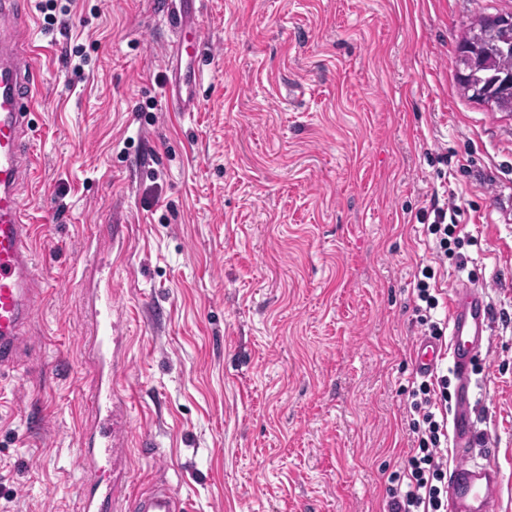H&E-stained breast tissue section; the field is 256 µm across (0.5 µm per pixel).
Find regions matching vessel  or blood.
<instances>
[{"mask_svg": "<svg viewBox=\"0 0 512 512\" xmlns=\"http://www.w3.org/2000/svg\"><path fill=\"white\" fill-rule=\"evenodd\" d=\"M200 0H179L168 21L176 38L167 48L171 77L165 99L169 110L197 109L201 72L188 40L200 35ZM31 0H0V23L9 22V41H0V368L13 367L27 328L41 299L35 263V226L27 214L25 184L37 167L28 120L39 94L36 60L39 47L31 37ZM96 334L91 362L96 380L94 403L101 419L98 436L78 456V466L90 474L114 470L125 462L132 428L125 401L112 385L116 342L112 334V286L104 284L94 298ZM492 308L478 285L453 287L448 310V343L417 339L414 369L431 372L440 357H448L455 379L451 407V446L455 461L448 472V512H492L501 486L494 462L473 459L477 412L471 381L472 363L487 344ZM80 512H190L188 501L166 488L118 494L114 482H94L80 504Z\"/></svg>", "mask_w": 512, "mask_h": 512, "instance_id": "obj_1", "label": "vessel or blood"}]
</instances>
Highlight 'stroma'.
<instances>
[{
  "label": "stroma",
  "mask_w": 512,
  "mask_h": 512,
  "mask_svg": "<svg viewBox=\"0 0 512 512\" xmlns=\"http://www.w3.org/2000/svg\"><path fill=\"white\" fill-rule=\"evenodd\" d=\"M166 0H34L44 278L0 378V512H78L91 299L112 280L128 486L194 512H388L407 426L417 214L459 209L494 320L480 445L512 512V112L456 50L512 0H201L200 103L170 112Z\"/></svg>",
  "instance_id": "obj_1"
}]
</instances>
